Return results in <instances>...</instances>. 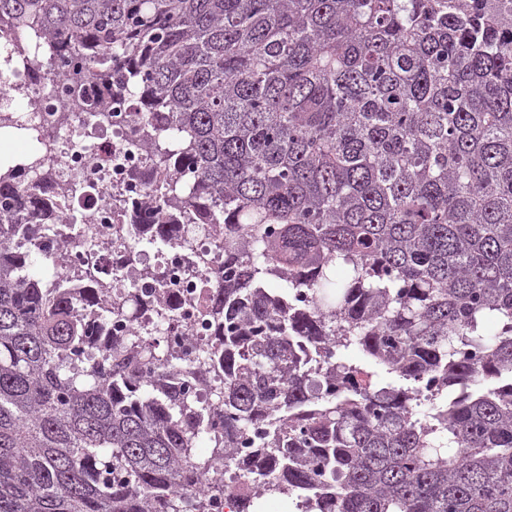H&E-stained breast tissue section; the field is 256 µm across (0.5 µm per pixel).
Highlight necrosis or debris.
Wrapping results in <instances>:
<instances>
[{"label":"necrosis or debris","instance_id":"necrosis-or-debris-1","mask_svg":"<svg viewBox=\"0 0 512 512\" xmlns=\"http://www.w3.org/2000/svg\"><path fill=\"white\" fill-rule=\"evenodd\" d=\"M65 71L61 62H49L38 40L0 38V73L7 78L0 85V112H19L17 128L50 133L49 139L29 141L16 165L22 189L40 195L54 222L51 237L35 247L60 284H79L91 268L104 300L130 294L176 299L169 320L151 313L113 316L96 323V333L161 342L182 361L171 383L203 401L207 388L194 385L193 370L212 333L204 309L211 283L224 275V230L206 225L196 229L191 246L173 240L143 248L141 225L160 216L178 224L182 215L161 208L153 192L156 176L133 101L111 99L108 87L92 76L85 98H74ZM87 231L93 235L89 246L80 242ZM156 269L161 278L153 277Z\"/></svg>","mask_w":512,"mask_h":512}]
</instances>
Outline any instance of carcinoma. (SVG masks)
<instances>
[{
  "label": "carcinoma",
  "mask_w": 512,
  "mask_h": 512,
  "mask_svg": "<svg viewBox=\"0 0 512 512\" xmlns=\"http://www.w3.org/2000/svg\"><path fill=\"white\" fill-rule=\"evenodd\" d=\"M0 21L80 58L73 88L134 94L160 199L224 226L227 271L216 427L154 343L77 360L90 315L132 307L48 286L0 229V512H204L186 473L227 467L304 512H512V0H0ZM0 201L49 231L2 171Z\"/></svg>",
  "instance_id": "obj_1"
}]
</instances>
